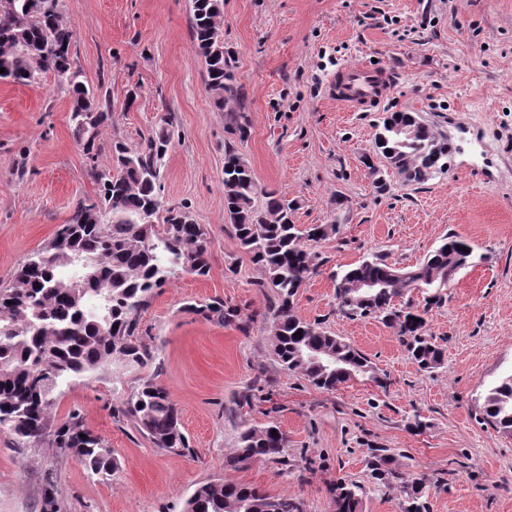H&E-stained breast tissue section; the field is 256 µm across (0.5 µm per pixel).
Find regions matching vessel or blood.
I'll return each mask as SVG.
<instances>
[{"label": "vessel or blood", "instance_id": "vessel-or-blood-1", "mask_svg": "<svg viewBox=\"0 0 512 512\" xmlns=\"http://www.w3.org/2000/svg\"><path fill=\"white\" fill-rule=\"evenodd\" d=\"M391 90L385 68L375 63H349L336 75L330 93L337 105L350 112H361L384 100Z\"/></svg>", "mask_w": 512, "mask_h": 512}]
</instances>
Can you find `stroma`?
<instances>
[{"label": "stroma", "instance_id": "35a3bbf8", "mask_svg": "<svg viewBox=\"0 0 512 512\" xmlns=\"http://www.w3.org/2000/svg\"><path fill=\"white\" fill-rule=\"evenodd\" d=\"M61 9L75 33L73 66L112 118L90 160L54 74L0 80V286L53 238L76 198L96 197L92 173L107 171L113 143L144 150L166 120L174 134L160 193L206 228L211 270L176 276L142 310L151 364L110 367L58 393L56 420L81 413L112 451L111 479L48 444L17 450L0 432V512H40L48 470L65 512H183L198 484L220 478L294 496L303 512H334L331 487L342 478L370 486L368 463L381 450L390 469L424 478L429 512H512V435L482 414L486 392L512 372V0H224L241 97L222 111L205 86L189 0H62ZM372 59L391 75L388 98L368 112L337 108L328 95L337 70ZM389 112L415 113L447 137V170L413 185L384 160L366 167ZM228 148L262 185L296 200L299 229L339 225L312 244L323 264L294 310L358 348L388 388L356 380L325 391L277 363L266 272L224 217ZM451 233L477 261L425 316L445 357L423 371L394 329L337 313L332 274L372 256L414 265ZM215 299L236 309L233 321L186 310ZM145 377L178 408L191 453L155 448L113 419ZM270 420L288 437L287 464L232 466L241 431Z\"/></svg>", "mask_w": 512, "mask_h": 512}]
</instances>
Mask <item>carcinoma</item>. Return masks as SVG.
<instances>
[{
    "mask_svg": "<svg viewBox=\"0 0 512 512\" xmlns=\"http://www.w3.org/2000/svg\"><path fill=\"white\" fill-rule=\"evenodd\" d=\"M61 0H0V74L30 85L52 73L71 93V119L85 154L95 139H85L82 124L97 129L111 118L108 107L94 102L93 93L72 70L74 33L64 22ZM192 37L205 66V81L215 107L224 109L239 90L230 56L224 53L223 0H190ZM172 131L160 128L143 151L113 146V174H100L96 198H78L66 223L42 249L21 264L15 282L0 289V431L13 436L16 448H35L48 439L71 452L86 469L103 479L112 477L114 463L104 440L71 412L56 424L52 411L58 387L119 365L145 367L153 355L140 338V312L155 291L184 272L209 274L211 266L202 225L186 206H165L159 194L160 165ZM375 147L406 183L422 184L448 168L452 148L430 125L411 112L386 115L375 136ZM296 202L261 185L235 150L224 153V216L240 247L267 273L260 287L275 294L269 307L273 352L283 369L298 373L314 386L331 391L365 377L381 388L371 361L352 344L299 317L293 298L317 274L319 256L301 244L316 243L339 232L336 224H317L300 231L291 220ZM103 212L93 221V210ZM474 248L450 234L423 261L395 268L375 257L336 272V311L352 319L374 317L394 329L411 358L423 369L442 364L443 352L424 337V315L442 303V290L459 271L473 263ZM374 281L366 293L359 284ZM187 310L219 324L236 316L221 300L190 305ZM302 336H296L297 332ZM336 366L306 358L309 350ZM487 422L512 433V374L484 396ZM152 444L181 454L189 441L175 404L153 377L142 379L134 395L117 410ZM287 440L269 422L251 426L239 436L234 462L285 458ZM386 457L370 462L373 487L339 481L331 489L334 512H357L370 489L391 485L396 474L383 468ZM41 512H63L52 472L42 478ZM423 483L403 481L402 512H426L420 503ZM183 512H303L300 501L271 496L260 489L224 480L199 484Z\"/></svg>",
    "mask_w": 512,
    "mask_h": 512,
    "instance_id": "cac0c4a2",
    "label": "carcinoma"
}]
</instances>
